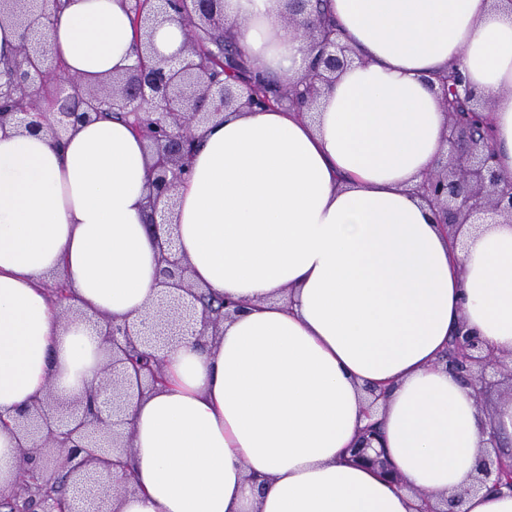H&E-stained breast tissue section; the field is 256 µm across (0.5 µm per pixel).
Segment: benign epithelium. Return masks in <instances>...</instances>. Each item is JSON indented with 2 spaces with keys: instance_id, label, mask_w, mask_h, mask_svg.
<instances>
[{
  "instance_id": "obj_1",
  "label": "benign epithelium",
  "mask_w": 512,
  "mask_h": 512,
  "mask_svg": "<svg viewBox=\"0 0 512 512\" xmlns=\"http://www.w3.org/2000/svg\"><path fill=\"white\" fill-rule=\"evenodd\" d=\"M311 0H285L288 24L303 31L311 41L314 56L304 76L286 82L262 99L249 79L230 84L227 69L214 57L201 52L203 36L224 30V0H133L130 20L140 33L136 59L124 71L89 86L75 77H65L69 92L66 105L49 97L40 104L30 92L35 84L53 81L50 72L37 63L46 54L51 14L47 0H0V20L22 29L13 70L0 74V122L26 115L24 128L45 130L56 140L75 126L103 112H120L131 119L133 130L148 143L152 152L148 207L149 224L155 215L174 214L177 189L190 174L191 157L199 131L220 121L224 113L255 112L283 103L312 110L321 93L336 74L351 62L349 50L335 34L326 32L313 11ZM164 23L178 25L184 35L181 48L165 56L154 44V33ZM453 87L439 81L438 96L448 114L449 151L427 173L420 186L421 196L437 207L448 234L471 223L474 215L490 213L512 221V179L503 177L495 165L491 138L469 123L448 102V91L467 103L471 112L490 110L466 83L457 69L451 70ZM159 280L167 291L152 313L138 322L106 321L104 344L109 359L104 378L96 391L71 402L66 418L57 416L60 403L53 392L44 400L19 413L16 436L27 456L11 490L0 491V506L9 512H118L112 504V479H119L124 492L131 494L125 457L131 452L124 432L127 412L135 400L164 383L162 351L170 340L187 333L201 338L216 335L220 322L240 310L232 300L216 308L204 301L190 283L188 266L173 253L171 242L158 244ZM51 301L64 315L79 314L70 304L64 281H54ZM451 341L455 353L444 358L445 367L472 385L482 397L495 383L486 375L487 367L504 365L501 357L460 323ZM379 441L376 424L360 430L359 439L347 452L357 463L378 469L390 481L399 480L395 467L374 443ZM60 461L56 470L46 464V454ZM498 492L512 494V463L502 455L482 458L473 488L487 482ZM417 512H464V496H452L433 504L421 494Z\"/></svg>"
}]
</instances>
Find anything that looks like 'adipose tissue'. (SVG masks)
Listing matches in <instances>:
<instances>
[{"mask_svg": "<svg viewBox=\"0 0 512 512\" xmlns=\"http://www.w3.org/2000/svg\"><path fill=\"white\" fill-rule=\"evenodd\" d=\"M352 65L316 122L293 111L228 112L200 131L173 225L148 232L150 157L125 121L62 141L0 126V489L22 466L8 423L44 398L102 381V320H139L163 288L158 240L211 296L240 312L218 335L165 350L168 385L130 409L135 494L118 512H414L467 487L487 450H512V398L483 411L442 365L466 322L512 354V223L461 229L451 250L416 186L446 149L433 85L456 66L493 102L512 177V0H322ZM284 0H224V34L252 71L299 79L309 43ZM137 37L125 0H59L48 50L97 80ZM61 276L80 310L45 288ZM402 480L344 461L365 424L364 386Z\"/></svg>", "mask_w": 512, "mask_h": 512, "instance_id": "adipose-tissue-1", "label": "adipose tissue"}]
</instances>
